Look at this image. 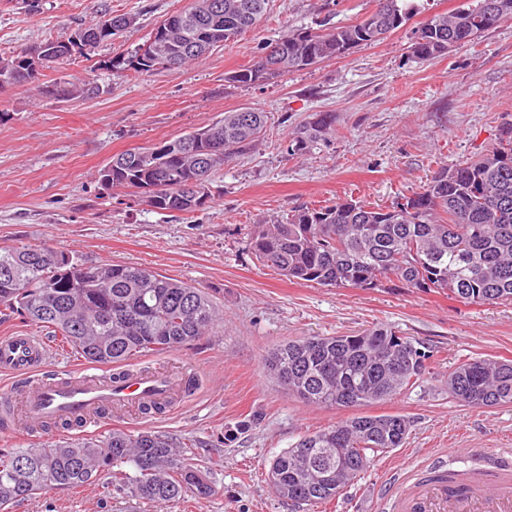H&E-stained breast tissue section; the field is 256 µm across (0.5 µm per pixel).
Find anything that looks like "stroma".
<instances>
[{
    "instance_id": "35a3bbf8",
    "label": "stroma",
    "mask_w": 512,
    "mask_h": 512,
    "mask_svg": "<svg viewBox=\"0 0 512 512\" xmlns=\"http://www.w3.org/2000/svg\"><path fill=\"white\" fill-rule=\"evenodd\" d=\"M422 9L377 44L288 73L259 86L229 82L258 47L293 29L342 26L373 11L374 0H269L256 28L181 68L115 75L106 62L138 48L167 16L193 0H0V60L47 40H67L103 14L134 24L87 57L44 72L49 83L91 81L97 96L54 99L30 85L0 88V247L46 245L85 261L144 267L201 289L222 320L181 349L135 359V367L194 378L197 391L155 418L125 410L93 437L152 430L188 445L194 462L214 466L215 492L174 503L113 496L105 480L52 490L8 512H375V492L392 470L431 455L458 454L476 469L512 449V404L474 407L452 398L448 374L462 360L512 361V302L460 303L400 284L332 288L296 283L251 252L258 224L287 222L298 209L358 198L388 205L420 191L442 167L486 153L512 122V20L473 43L421 61L413 32L433 14L468 0H417ZM252 107L272 126L250 152L214 175L222 194L191 213L146 206L138 194L101 184L114 155L151 148L208 126L224 112ZM315 112L336 117L327 143L289 158L288 134ZM384 326L433 354L432 369L366 414L411 422L401 447L375 454L333 500L294 504L267 482L272 457L301 436L351 416L348 408L308 405L279 388L264 367L277 346L306 336H339Z\"/></svg>"
}]
</instances>
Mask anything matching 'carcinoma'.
I'll return each instance as SVG.
<instances>
[{
    "mask_svg": "<svg viewBox=\"0 0 512 512\" xmlns=\"http://www.w3.org/2000/svg\"><path fill=\"white\" fill-rule=\"evenodd\" d=\"M218 5L208 11L205 4ZM267 0H193L164 19L167 54L145 43L108 61L112 73L180 67L236 40L261 20ZM366 17L343 26L296 29L262 45L253 63L227 77L262 85L286 73L341 58L403 27L415 0H375ZM499 0H473L451 14L430 17L414 32L412 54L431 61L481 33L512 20ZM117 34L133 24L106 14L83 28L90 49L96 32ZM20 50L3 68L15 84L40 85V70L23 64ZM267 113L241 108L212 125L149 149L128 150L100 175L130 187L149 206L189 213L215 195L213 176L243 156L265 133ZM334 118L315 112L292 134L288 155H303L326 141ZM251 252L290 280L334 288H380L394 280L426 293H446L464 304L512 301V123L481 156L434 172L423 190L389 206L339 200L304 207L285 224H258ZM0 315L49 330L84 360L103 365L176 350L200 339L218 321L210 297L155 271L93 264L28 244L0 249ZM431 352L386 327L347 336H309L275 348L264 366L301 401L357 408L391 400L428 372ZM448 392L466 405L512 403V361L467 359L448 373ZM410 430L402 415L351 416L302 436L276 454L268 473L273 492L292 503L330 501L366 469L367 452L398 448ZM110 479L113 489L146 503H171L190 491L212 493L202 469L153 431L114 430L98 440L77 439L42 448H0V510L54 489L72 490Z\"/></svg>",
    "mask_w": 512,
    "mask_h": 512,
    "instance_id": "1",
    "label": "carcinoma"
}]
</instances>
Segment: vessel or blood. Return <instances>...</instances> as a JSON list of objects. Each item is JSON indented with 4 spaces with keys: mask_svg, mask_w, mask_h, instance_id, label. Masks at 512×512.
<instances>
[{
    "mask_svg": "<svg viewBox=\"0 0 512 512\" xmlns=\"http://www.w3.org/2000/svg\"><path fill=\"white\" fill-rule=\"evenodd\" d=\"M45 340L22 332L0 336V375L10 377L0 392V417L26 424L75 423L98 427L106 410L165 405L189 397L187 382L165 373L127 368L48 373ZM383 512H512V455L492 459L469 482L448 480V459L439 457L419 477L395 486L381 500Z\"/></svg>",
    "mask_w": 512,
    "mask_h": 512,
    "instance_id": "obj_1",
    "label": "vessel or blood"
}]
</instances>
